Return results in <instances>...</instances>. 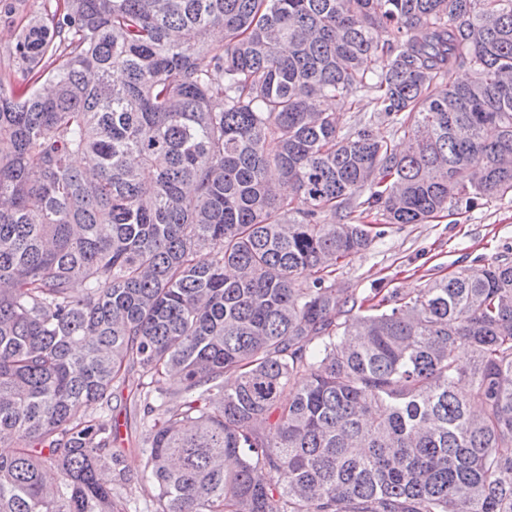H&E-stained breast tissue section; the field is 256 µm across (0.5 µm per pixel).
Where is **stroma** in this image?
Segmentation results:
<instances>
[{"label": "stroma", "mask_w": 512, "mask_h": 512, "mask_svg": "<svg viewBox=\"0 0 512 512\" xmlns=\"http://www.w3.org/2000/svg\"><path fill=\"white\" fill-rule=\"evenodd\" d=\"M43 9V0H17L14 10L0 13V72L14 68L13 47L20 29ZM360 222L383 224L376 213ZM384 233L364 251L336 263L337 284L378 288L406 296L479 261H512V193L479 200L470 208L444 212L423 224H383ZM141 371H132L115 387L112 417L120 425L117 447L127 468L142 472L146 455L140 450V411L133 403Z\"/></svg>", "instance_id": "obj_1"}]
</instances>
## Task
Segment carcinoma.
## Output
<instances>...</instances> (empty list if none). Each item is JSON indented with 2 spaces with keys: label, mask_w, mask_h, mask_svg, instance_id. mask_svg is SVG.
<instances>
[{
  "label": "carcinoma",
  "mask_w": 512,
  "mask_h": 512,
  "mask_svg": "<svg viewBox=\"0 0 512 512\" xmlns=\"http://www.w3.org/2000/svg\"><path fill=\"white\" fill-rule=\"evenodd\" d=\"M14 55L0 512H512V262L336 287L381 235L355 209L512 192V0H44ZM135 367L147 475L113 448Z\"/></svg>",
  "instance_id": "cac0c4a2"
}]
</instances>
